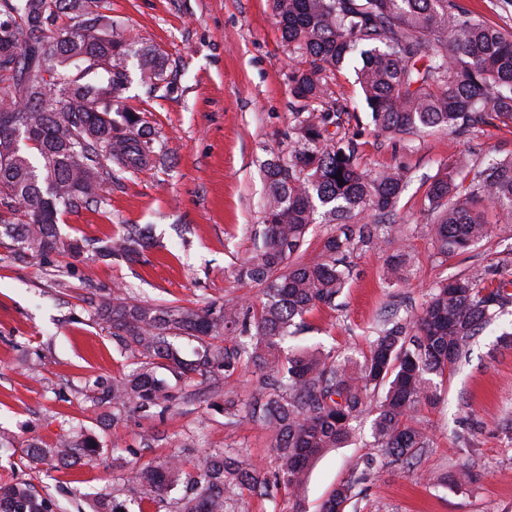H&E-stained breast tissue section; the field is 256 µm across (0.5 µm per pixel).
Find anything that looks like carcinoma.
Returning <instances> with one entry per match:
<instances>
[{"mask_svg":"<svg viewBox=\"0 0 512 512\" xmlns=\"http://www.w3.org/2000/svg\"><path fill=\"white\" fill-rule=\"evenodd\" d=\"M294 68L291 90L300 102L293 134L301 148L290 163L265 164L268 196L262 244L237 275L258 285L264 302L253 314L235 306L201 309L146 305L122 289L100 298L97 318L133 360L116 379L96 382L94 405H112V421L131 409L165 416L174 394L163 369L189 378L240 366L265 372L252 397L250 419L270 433L276 467L268 479L239 452H211L192 472L177 455L132 472L127 493L148 494L159 508L181 489L179 512H230L244 493L267 496L270 486L296 491L310 464L328 448L352 439L355 423L375 414L377 447L406 460L427 436L409 425L417 406L438 401L433 376L467 358L469 346L512 305V280L484 290L458 277L436 284L417 319L379 326L363 361L320 348L286 355L283 344L304 316L332 304L345 287L344 259L354 241L376 249L390 243L385 226L406 183L405 171L378 175L359 169L356 144L335 138L334 111L309 103L323 98L327 73L354 67L375 127L416 134L426 128L465 130L489 119L512 121V34L454 11L452 0H273ZM97 0H0V224L13 229L15 255L44 260L60 251L58 214L99 203L112 167L136 171L161 158L138 112L112 119L126 85L125 61L134 55L141 80L170 85L168 59L154 45L134 47L106 35ZM343 182H338V179ZM428 211L442 254L463 251L488 233L481 203L512 213V158L487 157L472 173L460 167L431 177ZM342 223L327 236L320 258H300L309 227ZM145 231L129 225L103 254L131 260L146 246ZM407 254L387 258L388 282L403 280ZM201 344L188 360L174 339ZM227 424L242 418L229 397L214 405ZM99 444L78 435L51 448L26 447L28 465L47 458L69 465L90 458ZM354 482L336 487L322 512H345ZM0 512H65L58 501L25 482L0 484Z\"/></svg>","mask_w":512,"mask_h":512,"instance_id":"obj_1","label":"carcinoma"}]
</instances>
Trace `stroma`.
Instances as JSON below:
<instances>
[{
  "label": "stroma",
  "instance_id": "obj_1",
  "mask_svg": "<svg viewBox=\"0 0 512 512\" xmlns=\"http://www.w3.org/2000/svg\"><path fill=\"white\" fill-rule=\"evenodd\" d=\"M111 32L155 45L167 57L169 88L150 90L128 59L122 109L142 113L163 156L134 172L116 171L98 205L58 216L64 248L49 262L19 261L0 236V483L25 480L60 500L81 503L106 493L127 512H155L125 487L134 466L170 455L186 465L224 448L243 451L268 476L275 451L269 433L249 420L228 425L211 408L231 393L248 401L262 382L253 366L232 376L172 380L177 395L164 418L130 411L117 422L94 421L85 394L100 377L131 370L111 328L94 317L101 295L121 287L155 305L201 308L234 304L258 310L259 288L237 269L262 242L267 160L291 157L295 100L273 0H102ZM315 110L341 113L337 136L354 139L361 168L378 173L400 166L409 181L389 217L397 247L411 256L406 279L384 280L386 253L355 244L345 259L348 282L333 304L304 318L288 348L308 346L363 358L380 321L392 311L420 315L437 281L469 276L487 288L512 279V215L490 210L487 238L464 252L438 254L425 202L438 169L476 168L487 156L512 157V123L493 121L458 134L429 128L387 136L371 122L352 67L330 72ZM148 228L138 261L99 255L128 225ZM512 307L500 313L470 347L467 362L438 382L439 400L421 406L415 424L428 436L411 460L383 455L364 416L356 436L326 449L311 464L297 495H245L241 512H289L301 502L320 512L331 492L354 482L347 512H512ZM86 428L100 447L89 464L68 471L49 460L28 468L32 442L55 444ZM156 434L143 447L145 433ZM474 470L470 483L447 485L456 471Z\"/></svg>",
  "mask_w": 512,
  "mask_h": 512
}]
</instances>
